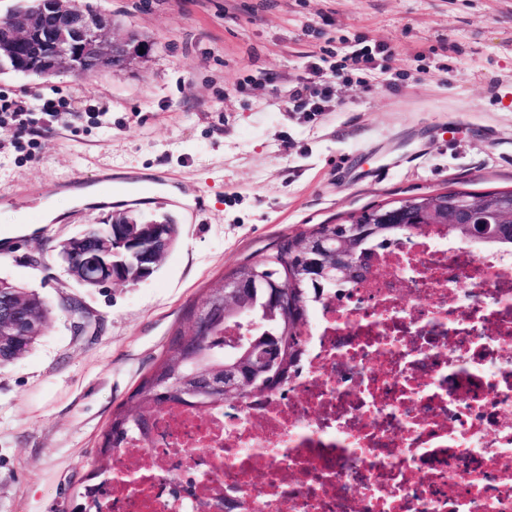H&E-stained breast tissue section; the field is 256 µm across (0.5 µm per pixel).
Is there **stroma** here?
Returning <instances> with one entry per match:
<instances>
[{"instance_id": "obj_1", "label": "stroma", "mask_w": 512, "mask_h": 512, "mask_svg": "<svg viewBox=\"0 0 512 512\" xmlns=\"http://www.w3.org/2000/svg\"><path fill=\"white\" fill-rule=\"evenodd\" d=\"M83 2L110 18L109 37L147 48L85 76L0 73V92L53 86L109 107L105 124L72 117L34 146L0 127V235L19 214L37 226L0 246V278L50 308L32 348L0 367V512H77L113 409L184 309L282 237L455 182L512 189V0ZM380 42L383 68L344 67ZM329 78L325 111H293V87ZM105 176L158 190L39 224L43 198ZM125 211L170 217L176 245L138 285L82 287L61 243Z\"/></svg>"}]
</instances>
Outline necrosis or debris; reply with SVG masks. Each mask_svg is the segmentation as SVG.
<instances>
[{
    "label": "necrosis or debris",
    "instance_id": "necrosis-or-debris-1",
    "mask_svg": "<svg viewBox=\"0 0 512 512\" xmlns=\"http://www.w3.org/2000/svg\"><path fill=\"white\" fill-rule=\"evenodd\" d=\"M372 252L285 387L129 438L108 512H512V250L432 224Z\"/></svg>",
    "mask_w": 512,
    "mask_h": 512
}]
</instances>
